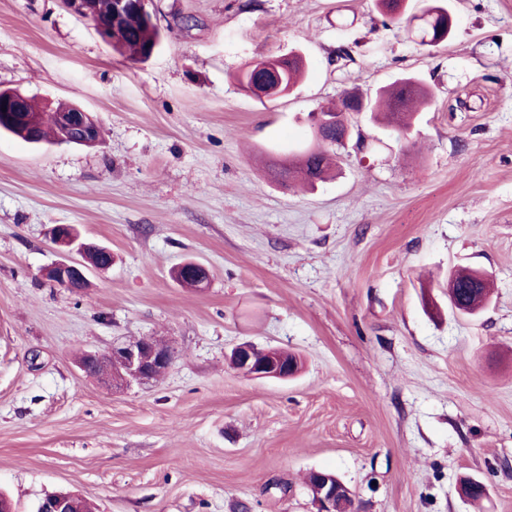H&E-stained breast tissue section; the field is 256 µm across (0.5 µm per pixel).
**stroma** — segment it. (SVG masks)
I'll return each mask as SVG.
<instances>
[{"instance_id": "35a3bbf8", "label": "stroma", "mask_w": 512, "mask_h": 512, "mask_svg": "<svg viewBox=\"0 0 512 512\" xmlns=\"http://www.w3.org/2000/svg\"><path fill=\"white\" fill-rule=\"evenodd\" d=\"M447 3L452 35L427 48L375 0H154L163 40L137 62L61 0H0V87L100 125L91 146L0 134V492L16 512L54 491L97 512H316L313 470L357 512H512V0ZM294 53L306 77L285 97L235 79ZM403 75L431 93L412 142L353 112L336 178L280 185L270 160L310 143V113ZM54 224L111 250L88 288L42 278L62 258ZM187 259L207 287L173 279ZM459 265L494 280L478 316L448 303ZM143 336L173 351L160 378L112 388L76 364ZM245 341L301 372L239 373Z\"/></svg>"}]
</instances>
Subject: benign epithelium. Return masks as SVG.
Listing matches in <instances>:
<instances>
[{
	"label": "benign epithelium",
	"instance_id": "1",
	"mask_svg": "<svg viewBox=\"0 0 512 512\" xmlns=\"http://www.w3.org/2000/svg\"><path fill=\"white\" fill-rule=\"evenodd\" d=\"M153 0H64L65 7L75 15L90 20L96 32L106 41L110 40L111 29L101 23V16L108 14L112 21L133 12L147 24L155 25L150 9ZM244 90L264 99L275 97V89L267 81L258 79L253 83H244ZM0 102L11 108L12 116L5 122L20 125L25 116L26 97L21 92L0 89ZM59 128V142H80L92 144L98 136V124L95 117L83 109L70 104H57L53 107ZM49 238L70 257L55 262L44 270V276L69 288L75 282L86 279L87 267L83 256L102 249V246L86 243L81 239L78 228L71 224H56L48 229ZM185 277L188 287L201 288L208 278L202 272L186 262L175 267ZM88 360L106 365L103 382L107 385H128L133 382H146L155 378L156 370L167 369L173 353L164 344L152 343L146 339L112 346L104 352H90ZM232 366L244 375L257 379H286L298 370L297 361L285 359L277 348H259L245 342L237 345L231 352ZM314 478L308 489L317 506V512H355L354 500L350 489L334 474L322 471L313 472ZM73 500L66 494L46 495L43 497V512H69Z\"/></svg>",
	"mask_w": 512,
	"mask_h": 512
}]
</instances>
